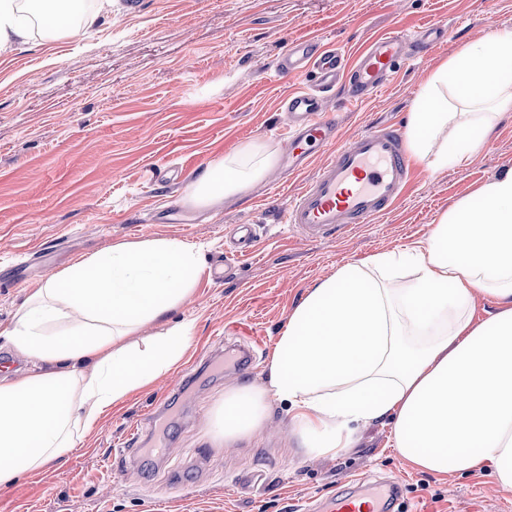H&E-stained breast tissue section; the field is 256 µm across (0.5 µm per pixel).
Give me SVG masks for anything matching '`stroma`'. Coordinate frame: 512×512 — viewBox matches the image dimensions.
I'll use <instances>...</instances> for the list:
<instances>
[{"label": "stroma", "instance_id": "35a3bbf8", "mask_svg": "<svg viewBox=\"0 0 512 512\" xmlns=\"http://www.w3.org/2000/svg\"><path fill=\"white\" fill-rule=\"evenodd\" d=\"M448 29L424 62L405 63L376 98L332 104L343 136L377 123L409 121L424 77L465 44L512 28V0H145L135 15L77 38L37 40L0 56V332L30 288L80 257L118 242L177 239L200 247L194 295L169 315L192 334L182 366L189 379L154 380L113 406L72 452L15 485L0 488V512H303L310 499L347 490L352 480L392 478L410 512H512V490L489 469L469 474L414 471L376 423L356 447L304 456L287 439V403L271 400L272 423L234 448L209 442V413L230 387L265 385L274 342L309 288L343 266L425 246L441 217L512 168V112L471 157L443 168L411 163L409 187L390 212L337 240L308 242L278 221L306 181L292 174L280 135L279 102L301 86L269 68L286 41L311 35L355 54L373 36L414 33L434 21ZM245 143L266 147L273 167L218 208L185 201L191 183ZM255 224L253 254L215 283L224 235ZM247 336L252 368L216 371L205 355L227 337ZM171 446L165 458L124 461L130 424L159 397ZM207 458L195 484L178 491L192 452Z\"/></svg>", "mask_w": 512, "mask_h": 512}]
</instances>
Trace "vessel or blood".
Masks as SVG:
<instances>
[{
  "label": "vessel or blood",
  "instance_id": "vessel-or-blood-1",
  "mask_svg": "<svg viewBox=\"0 0 512 512\" xmlns=\"http://www.w3.org/2000/svg\"><path fill=\"white\" fill-rule=\"evenodd\" d=\"M445 28L433 24L414 36L388 33L371 39L356 59L342 49H324L318 40L288 41L273 64L280 80L315 75L310 89L289 92L281 101L288 136V171L298 174L325 154L316 174L286 203L281 220L308 241L333 240L356 225L386 214L403 196L411 177L402 129L370 126L342 138L326 93L343 83L346 98L362 103L377 96L408 61L426 60L441 44ZM401 487H366L352 481L347 494L323 505L324 512H398Z\"/></svg>",
  "mask_w": 512,
  "mask_h": 512
}]
</instances>
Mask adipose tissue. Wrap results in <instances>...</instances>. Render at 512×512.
<instances>
[{"label": "adipose tissue", "instance_id": "ef3b65f1", "mask_svg": "<svg viewBox=\"0 0 512 512\" xmlns=\"http://www.w3.org/2000/svg\"><path fill=\"white\" fill-rule=\"evenodd\" d=\"M112 19V0H0V53L34 35L61 38ZM512 111V30L465 45L423 81L409 119L417 160L470 154ZM453 150H435L443 130ZM271 163L247 143L211 163L187 200L222 205ZM414 277L394 287L403 267ZM201 252L168 239L120 242L32 289L7 343L29 370L0 379V486L72 451L130 393L172 373L191 327L164 317L195 289ZM497 310L478 319L475 293ZM158 324L147 337L139 332ZM288 402L304 455L355 447L388 423L421 472L490 466L512 488V170L445 214L427 245L342 267L309 290L280 331L266 386L241 384L210 414L217 447L251 436L270 398Z\"/></svg>", "mask_w": 512, "mask_h": 512}]
</instances>
